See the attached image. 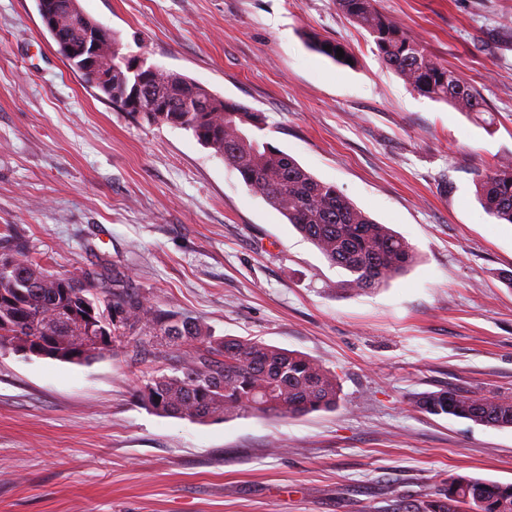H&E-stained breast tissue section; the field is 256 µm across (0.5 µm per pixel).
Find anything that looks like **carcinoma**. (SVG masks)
<instances>
[{
	"label": "carcinoma",
	"mask_w": 512,
	"mask_h": 512,
	"mask_svg": "<svg viewBox=\"0 0 512 512\" xmlns=\"http://www.w3.org/2000/svg\"><path fill=\"white\" fill-rule=\"evenodd\" d=\"M36 0L37 9L55 11L64 36L52 35L57 52L83 80L127 112V55L118 34L112 50L99 54L87 73L68 45L90 39L96 20L80 17L78 0ZM336 7L373 38L384 65L417 93L448 103L458 112H484L485 102L455 71L432 60L423 46L379 11L375 0H336ZM313 51L337 62L351 57L334 40L309 39ZM331 46L325 50V46ZM344 56H337V49ZM154 111L151 123L192 133L203 146L238 172L249 191L278 210L333 266L346 271L356 292L376 289L405 272L416 260L413 246L317 179L288 153L261 135L258 112L224 99L174 71L158 68L143 85ZM476 196L500 224H512V161L476 180ZM0 351L50 349L48 358L82 363L133 339L135 346L161 345L175 355L137 390L153 411L194 421L230 420L244 415L292 418L336 407V376L313 359L255 339L216 337L198 319L161 309L130 283L116 264L112 274L83 269L61 277L33 263L23 247L0 242ZM112 336L103 346L87 336ZM415 407L494 428L512 427V396L488 397L455 387L426 392ZM405 512H512V485L473 476H451L443 493Z\"/></svg>",
	"instance_id": "obj_1"
}]
</instances>
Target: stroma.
Instances as JSON below:
<instances>
[{"label":"stroma","instance_id":"1","mask_svg":"<svg viewBox=\"0 0 512 512\" xmlns=\"http://www.w3.org/2000/svg\"><path fill=\"white\" fill-rule=\"evenodd\" d=\"M149 63L262 113L264 137L416 260L347 274L186 130L88 87L36 0H0V239L58 276L120 263L214 335L298 351L335 409L200 423L156 414L127 345L84 364L0 353V512H403L451 475L512 484V427L413 409L447 387L512 395V224L475 195L512 159V0H376L481 95L487 119L414 92L336 0H79ZM350 47L352 64L309 36Z\"/></svg>","mask_w":512,"mask_h":512}]
</instances>
